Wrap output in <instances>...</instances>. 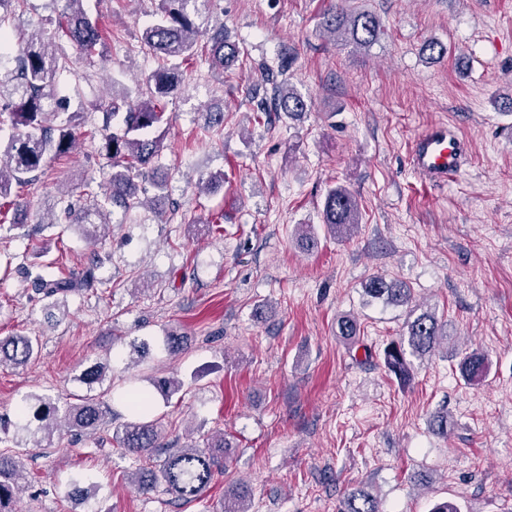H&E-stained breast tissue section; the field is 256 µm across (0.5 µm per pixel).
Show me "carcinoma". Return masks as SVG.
<instances>
[{"label":"carcinoma","instance_id":"obj_1","mask_svg":"<svg viewBox=\"0 0 512 512\" xmlns=\"http://www.w3.org/2000/svg\"><path fill=\"white\" fill-rule=\"evenodd\" d=\"M24 0H0V39H8L6 23L13 9ZM191 0H162L159 18L145 27L141 34L144 48L152 55L168 61L179 59L189 64L197 54L198 7L188 10ZM59 5L58 18L51 30L39 28L17 49L15 66L0 71V199L17 202L20 189L34 184L37 174L48 165L67 156L82 136L99 140L100 153L110 163L111 174L103 189V200L94 193L84 200H67L63 212L71 223L83 229L91 241L100 237V228L109 224L111 210L127 214L143 205L138 195L135 177L150 173L148 166L164 148L165 131L163 103L181 86L182 74L176 67L161 66L142 80L140 97L130 105L126 97H112L102 112V124L86 129L84 112H66L67 100L57 96L56 83L66 69V59L60 53L59 41L66 39L86 58L95 56L105 44L97 22L86 13L84 0H54ZM331 36L345 46L367 49L383 33L381 19L368 10L347 11L339 8L323 16L320 22ZM212 65L220 70L229 68L237 59L236 45L224 35V29L213 32L207 45ZM274 110L291 119H299L311 111L312 104L288 83H280L274 98ZM322 223L340 236H350L359 224L358 204L353 194L343 186L327 190L321 213ZM98 263L91 262L80 274L72 276L30 273L35 290L46 299L79 292L102 283ZM365 294L390 304L407 305L412 300L411 289L399 281L374 277L365 286ZM448 341L447 324L432 311H424L407 323V336L386 344L383 354L387 370L401 383L410 381L407 356H431ZM39 352V337L16 334L0 339V365H27ZM485 354L475 350L459 363L461 378L471 384L488 374ZM109 366L95 362L80 376L88 386L101 384ZM153 387L168 398L179 391L183 383L175 378L152 380ZM138 407L132 409L135 420L124 423L113 433V439L124 453L134 459L155 456L159 468H140L131 484L139 491H149L162 482L166 491L178 501L193 502L210 486L215 472L224 467V457L230 445L220 432L210 437L203 448H164L160 445L162 428L159 421L148 417L152 404L150 395L142 390ZM39 403L37 417L41 425L30 429L27 414L31 402ZM108 405L94 395H86L76 403L63 406L45 401L38 395L25 397L13 423L15 433H24L33 446L51 443L54 429L60 425L79 434L91 433L104 423ZM23 462L15 455L0 453V512H17L13 508L17 493L28 483ZM74 491L89 500L96 496L98 484L90 477L71 481ZM340 512H382L377 499L359 489L348 494Z\"/></svg>","mask_w":512,"mask_h":512}]
</instances>
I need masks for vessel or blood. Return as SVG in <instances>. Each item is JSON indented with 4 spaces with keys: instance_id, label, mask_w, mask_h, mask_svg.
I'll return each instance as SVG.
<instances>
[{
    "instance_id": "b4317fda",
    "label": "vessel or blood",
    "mask_w": 512,
    "mask_h": 512,
    "mask_svg": "<svg viewBox=\"0 0 512 512\" xmlns=\"http://www.w3.org/2000/svg\"><path fill=\"white\" fill-rule=\"evenodd\" d=\"M461 144L447 128L435 126L419 135L411 149L412 167L430 180L453 177L460 168Z\"/></svg>"
}]
</instances>
